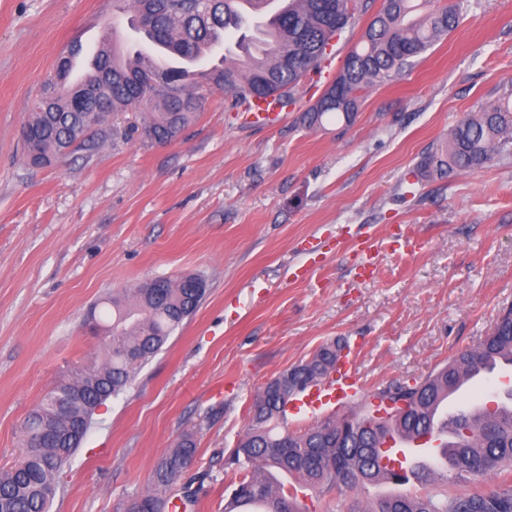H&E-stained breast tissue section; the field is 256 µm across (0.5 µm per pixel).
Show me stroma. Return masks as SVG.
Here are the masks:
<instances>
[{
    "label": "stroma",
    "mask_w": 512,
    "mask_h": 512,
    "mask_svg": "<svg viewBox=\"0 0 512 512\" xmlns=\"http://www.w3.org/2000/svg\"><path fill=\"white\" fill-rule=\"evenodd\" d=\"M111 19L109 0H0V465L19 458L22 423L57 381L102 356L83 326L94 304L195 274L198 310L94 414L50 512H117L187 436L195 512H224V458L280 372L341 339L366 389L408 382L476 347L512 304V164L402 183L467 113L512 93V0H469L458 28L364 94L353 123L309 128L302 115L365 15L272 124L218 91L169 146L143 144L141 113L118 112L92 148L30 166L18 133L34 98L58 56ZM369 238L384 248L366 279L356 245ZM413 490H308L301 505L353 512Z\"/></svg>",
    "instance_id": "stroma-1"
}]
</instances>
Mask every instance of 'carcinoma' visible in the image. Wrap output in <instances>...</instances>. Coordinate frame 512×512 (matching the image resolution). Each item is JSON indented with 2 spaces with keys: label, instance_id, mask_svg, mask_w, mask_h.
<instances>
[{
  "label": "carcinoma",
  "instance_id": "obj_1",
  "mask_svg": "<svg viewBox=\"0 0 512 512\" xmlns=\"http://www.w3.org/2000/svg\"><path fill=\"white\" fill-rule=\"evenodd\" d=\"M113 2L122 4L128 25L140 35L137 49L124 55L120 69L110 49L100 50L86 85L71 80L73 53L58 57L49 76L50 102L38 97L21 128L33 166L49 165L89 147L97 127L114 112L142 113L141 135L151 146L176 141L198 120L206 93L201 84L187 82L188 73L179 65L164 71L152 68L146 49L159 44L179 60L196 58L223 44L229 30L249 28L238 0ZM372 2L288 0V10L254 24V35H240L242 56L224 55L221 64L206 73L207 85L244 107L268 99L283 108L292 105L303 78L319 69L332 42L355 26ZM464 2L383 0L367 23L361 48L346 56L339 75L304 114L305 123L317 126L328 114L352 122L361 92L411 68L456 29ZM511 158L512 99L503 97L458 122L445 144L422 158L417 174L442 178ZM205 292L197 275L159 278L106 299L104 317L90 313L92 331L109 337L106 356L72 368L25 418V453L0 467V512H49L58 491L57 475L86 437V415L126 389L197 311ZM342 350L338 339L325 342L264 386L249 411L244 435L224 461V472L231 475L224 512H301L297 497L303 489L341 493L379 481L412 482L416 491L367 502L355 512H512L511 482L468 497L432 489L450 478L477 481L512 471V409L505 414L498 407H485L478 416L460 411L443 423L434 420L437 406L463 379L501 358L512 365V306L502 310L492 333L476 347L456 353L411 384L391 383L369 393L374 399L388 394L408 402L403 414L360 403L340 416L333 413L307 428L290 429L284 414L288 402L334 370ZM394 432L431 440L451 434L447 469L414 470L402 464L381 468V448ZM194 453V442L186 437L160 463L152 492L132 498L142 512H166L168 494L176 485L180 502L195 508L198 490L190 481L180 483L185 461ZM279 473L290 481L279 479Z\"/></svg>",
  "mask_w": 512,
  "mask_h": 512
}]
</instances>
